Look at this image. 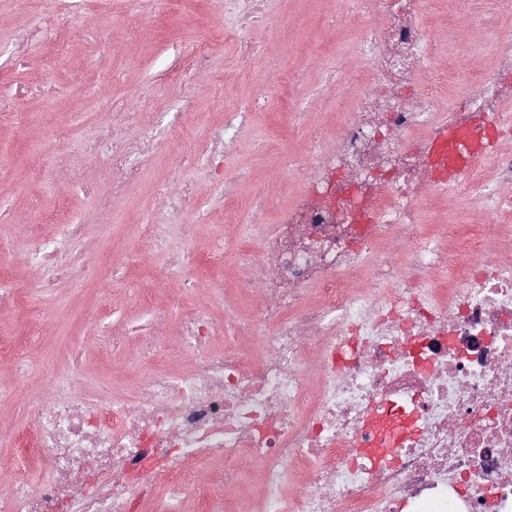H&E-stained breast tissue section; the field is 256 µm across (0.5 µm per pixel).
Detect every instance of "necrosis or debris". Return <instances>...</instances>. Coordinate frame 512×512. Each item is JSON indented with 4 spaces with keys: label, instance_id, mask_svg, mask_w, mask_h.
<instances>
[{
    "label": "necrosis or debris",
    "instance_id": "4bbe7bcc",
    "mask_svg": "<svg viewBox=\"0 0 512 512\" xmlns=\"http://www.w3.org/2000/svg\"><path fill=\"white\" fill-rule=\"evenodd\" d=\"M361 3L356 103L334 146L304 159L310 188L264 238L262 260L239 256L249 268L239 293L265 297L258 361L233 348L211 352L224 326L197 310L177 341L198 361L177 375L150 372L133 399L106 387L93 398L43 378L53 398L25 401L29 438L0 427V444L26 448L44 478L33 487L1 477L0 512H142L148 502L182 512L190 499L200 512H224L228 475L202 482L186 467L213 457L258 467L261 512H512V252L478 258L505 227L473 224L455 239L439 225L420 234L423 212L439 201L430 157L439 127L488 136L508 86L495 81L468 111H434L457 76L446 69L417 83L419 60L433 50L418 22L422 0ZM266 4L224 0L227 24L175 75L186 111L196 103L186 80L206 71L216 45L236 41L237 70H247L258 51L248 30L272 24ZM152 101L117 98L93 116V150L113 195L139 179L154 152L153 142L120 134L151 129ZM254 112L225 113L206 144L211 158L233 149ZM24 251L43 271L41 291L107 273L49 248L40 224L28 226ZM363 276L384 293L354 288ZM428 278L425 295L417 285Z\"/></svg>",
    "mask_w": 512,
    "mask_h": 512
}]
</instances>
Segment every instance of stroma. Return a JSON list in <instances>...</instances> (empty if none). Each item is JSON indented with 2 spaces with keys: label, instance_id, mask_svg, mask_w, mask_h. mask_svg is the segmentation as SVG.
<instances>
[{
  "label": "stroma",
  "instance_id": "obj_1",
  "mask_svg": "<svg viewBox=\"0 0 512 512\" xmlns=\"http://www.w3.org/2000/svg\"><path fill=\"white\" fill-rule=\"evenodd\" d=\"M269 10L276 18L275 31L249 33L259 48L252 80L226 86L223 97L217 98L210 78H198L195 115L186 126L190 136L203 143L224 112L259 94L275 97V89L263 79L269 55H280L284 69L299 74L296 108L255 113L234 149L225 154L223 176H216L204 158L183 168L181 178L194 186L195 195L184 203L176 224L163 228V244L158 247L141 238L139 229L162 213L163 202L154 187L174 158L171 148L159 146L140 181L113 200L110 214H102L96 198L108 194L110 185L98 157L88 149L97 136L91 115L113 97L151 92L154 111L175 121L181 89L171 75L181 69L184 57L208 28L223 25L224 0H150L136 22L128 16L127 0H86L78 13L65 11L64 0H0V96L13 98L15 109L28 116L18 125L0 124V286L15 289L21 298L17 310L0 309V340L20 346L30 372L26 387L18 388L11 381L10 364L0 361V426L31 429L20 411V399L35 390L42 377L68 370L74 350H81L84 358L74 384L89 388L107 380L117 396L127 399L134 397L145 373L158 368L178 372L195 360L194 350L181 347L139 364L130 351L103 344L101 333L122 336L149 323L165 342L175 335L181 317L198 306L210 307L219 320L228 315L239 320L258 317L262 297H241L231 286L244 267L202 270L199 288L181 293L171 286L180 274L169 268L168 257L219 243L231 251L259 255L281 210L308 187V175L296 157L309 151L310 136L319 129L325 132V146L333 145V100L339 93L356 100L353 76L363 63L355 51L362 18L350 0H271ZM451 10L450 0H432L424 6L420 22L429 43L439 46L440 52L426 57L420 69L446 65L460 73L455 94L442 102L443 108L456 110L479 93L481 76L498 70L502 55L512 54V11L500 12L495 24L488 25L478 14L449 23ZM39 13L74 28V38L59 43L50 28L34 30ZM24 34L30 40L26 64L20 67L12 50ZM104 43L110 58L105 69L98 64ZM39 72L51 77V90L17 96V89ZM61 131L70 136V153L40 155L38 142ZM281 136L288 139L287 151L270 156L265 144ZM222 177L239 179L242 193L268 196L270 208L225 214L224 198L216 187ZM87 182L93 193L84 191ZM486 209V199L459 178L448 188L447 211H427L423 220L429 226L445 225L449 236L456 237L467 225L486 223ZM63 214L86 227L92 247L85 259L108 265L114 273L97 286L61 283L41 293L32 287L39 269L17 258L24 247L25 224L35 219L55 236ZM88 303L103 316V323H92L84 314ZM158 312L165 318L157 323L153 317ZM34 323L40 333L33 337L29 327Z\"/></svg>",
  "mask_w": 512,
  "mask_h": 512
}]
</instances>
